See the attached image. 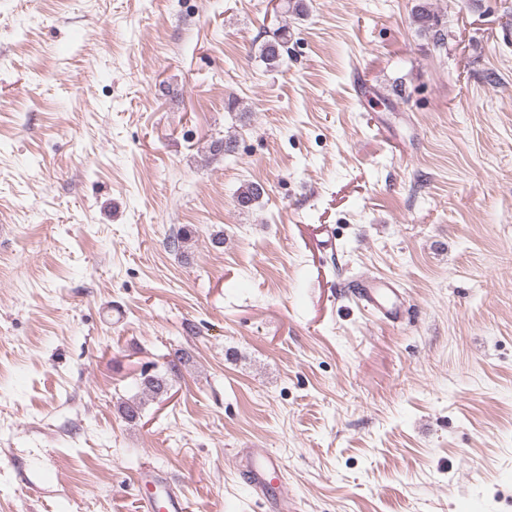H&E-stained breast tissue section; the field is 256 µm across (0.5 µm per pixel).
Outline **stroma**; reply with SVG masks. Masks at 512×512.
<instances>
[{
    "mask_svg": "<svg viewBox=\"0 0 512 512\" xmlns=\"http://www.w3.org/2000/svg\"><path fill=\"white\" fill-rule=\"evenodd\" d=\"M418 2L0 0V512H512V0ZM289 33L287 26H281L274 31L272 39L259 46V58L268 67H278L282 62L283 49L288 43V37H291ZM352 288L359 304L372 311L381 322L401 323L405 311L404 297L393 282L367 275L357 279ZM239 473L258 495L266 512H294L297 507L283 491V466L270 448H245L239 456ZM166 491V499L162 500V505H158L157 498L150 494L146 500L142 502L141 507L143 511L156 512L158 510H164V512H185V504L174 492H172L167 485H163Z\"/></svg>",
    "mask_w": 512,
    "mask_h": 512,
    "instance_id": "obj_1",
    "label": "stroma"
}]
</instances>
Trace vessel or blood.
Instances as JSON below:
<instances>
[{
	"instance_id": "vessel-or-blood-1",
	"label": "vessel or blood",
	"mask_w": 512,
	"mask_h": 512,
	"mask_svg": "<svg viewBox=\"0 0 512 512\" xmlns=\"http://www.w3.org/2000/svg\"><path fill=\"white\" fill-rule=\"evenodd\" d=\"M359 304L372 311L380 321L397 324L404 317V297L387 279L372 275L360 277L353 284ZM283 466L280 457L268 448H246L239 456V472L244 482L260 497L265 512H295L294 501L284 493ZM144 512H186L185 504L174 492L165 500L147 496Z\"/></svg>"
}]
</instances>
